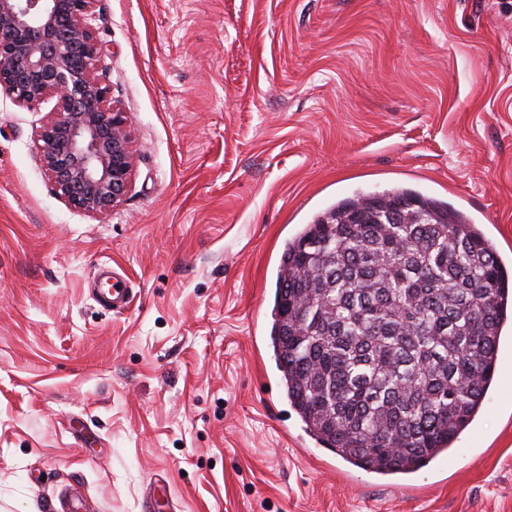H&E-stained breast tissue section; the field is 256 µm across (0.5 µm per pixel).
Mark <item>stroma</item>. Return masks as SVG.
Here are the masks:
<instances>
[{
  "mask_svg": "<svg viewBox=\"0 0 512 512\" xmlns=\"http://www.w3.org/2000/svg\"><path fill=\"white\" fill-rule=\"evenodd\" d=\"M128 112L121 206L72 209L0 91V512H512V341L445 468L381 480L292 410L270 330L286 240L406 186L512 263V0H96ZM131 283L120 311L95 267Z\"/></svg>",
  "mask_w": 512,
  "mask_h": 512,
  "instance_id": "stroma-1",
  "label": "stroma"
}]
</instances>
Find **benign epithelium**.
<instances>
[{"mask_svg":"<svg viewBox=\"0 0 512 512\" xmlns=\"http://www.w3.org/2000/svg\"><path fill=\"white\" fill-rule=\"evenodd\" d=\"M94 2L0 0V90L30 108L56 98L42 164L73 209L99 214L124 200L135 153L128 113L107 105L109 85L92 72Z\"/></svg>","mask_w":512,"mask_h":512,"instance_id":"1","label":"benign epithelium"}]
</instances>
